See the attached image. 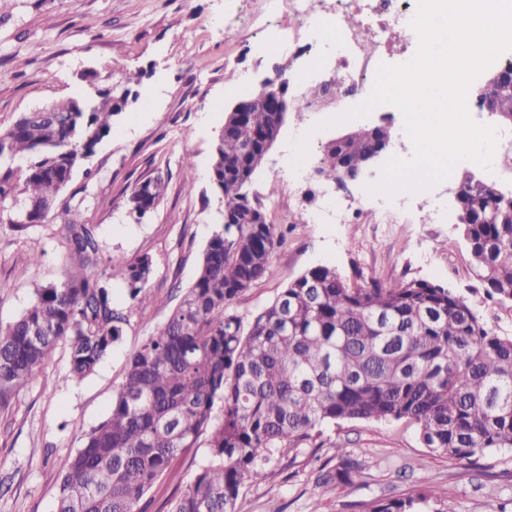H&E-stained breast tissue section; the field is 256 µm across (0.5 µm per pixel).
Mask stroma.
Returning a JSON list of instances; mask_svg holds the SVG:
<instances>
[{"mask_svg": "<svg viewBox=\"0 0 512 512\" xmlns=\"http://www.w3.org/2000/svg\"><path fill=\"white\" fill-rule=\"evenodd\" d=\"M225 0H0V128L20 113L96 85L122 86L128 70L143 71L136 102L64 190L83 219L95 224L106 277L112 254L149 255L153 272L148 303L132 305L120 283L112 285L117 308L130 324L119 344L81 380L69 376L70 351L59 344L39 371L0 405V512H56L61 475L86 434L109 414L131 354L165 322L193 284L203 250L219 229L221 203L211 181L213 150L224 112L240 94L232 78L251 86L263 79L289 81L297 61L287 50L264 52L249 31L224 30ZM336 110L288 112L280 138L255 172L250 194L269 223L285 235L268 275L238 297L231 312L252 319L288 283L319 265L335 266L345 278L390 284L422 279L468 296L499 334L512 336V304L488 300L474 275L455 209L439 223L424 221L425 196L406 193L394 224L369 218L379 181L373 168L347 187L311 192L307 178L284 174L290 142L309 134L304 167L317 164L325 142L348 131ZM193 161V184L185 186L180 162ZM167 183L155 211L135 220L126 206L140 181ZM337 202L343 224H316L313 213ZM304 223H295L296 215ZM66 259L59 222L26 229L0 223V324L21 315L37 285L59 281ZM322 448L274 450L270 476L245 482L235 512H361L363 503L416 492L428 480L454 512H512V452L488 453L469 463L425 448L415 426L404 421H352L326 430ZM347 448L362 462L353 484L323 494L315 485L320 466ZM206 445L185 449L149 491L150 512H168L169 501L206 464Z\"/></svg>", "mask_w": 512, "mask_h": 512, "instance_id": "obj_1", "label": "stroma"}]
</instances>
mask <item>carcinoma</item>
Here are the masks:
<instances>
[{
	"instance_id": "obj_1",
	"label": "carcinoma",
	"mask_w": 512,
	"mask_h": 512,
	"mask_svg": "<svg viewBox=\"0 0 512 512\" xmlns=\"http://www.w3.org/2000/svg\"><path fill=\"white\" fill-rule=\"evenodd\" d=\"M142 77L131 73L121 89L53 102L49 112H24L0 130V223H13L9 202L31 223L62 218L69 261L62 281L36 288L30 306L0 325V404L59 341L69 345L75 379L92 374L121 342L130 319L114 308L110 280L126 283L134 303L149 299L152 259L114 254L106 279L93 276L101 255L96 225L60 203ZM269 124L268 112L235 117L214 148L224 210L238 220L253 211L242 187L263 161L258 134ZM377 139H393L392 127L363 126L344 146L324 148L320 171L343 182ZM17 157L26 169H13ZM164 191L161 177L150 178L134 187L127 206L141 200L154 209ZM462 200L472 270L488 299L512 302V198L505 204L468 185ZM280 243L273 224H221L195 282L131 355L110 413L62 474L57 512H144L148 491L204 434L207 464L170 512H235L244 481L268 477L264 461L273 449L285 441L314 445L322 428L345 421H409L425 447L457 460L512 450V336L499 335L467 297L441 284H359L329 265L290 282L249 321L230 312L267 274ZM361 469L338 446L336 465L319 475L318 487L349 485ZM364 512L454 510L425 486L374 500Z\"/></svg>"
}]
</instances>
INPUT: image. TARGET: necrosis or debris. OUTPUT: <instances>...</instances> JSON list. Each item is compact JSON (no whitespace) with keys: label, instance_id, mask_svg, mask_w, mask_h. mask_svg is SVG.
I'll return each instance as SVG.
<instances>
[{"label":"necrosis or debris","instance_id":"1","mask_svg":"<svg viewBox=\"0 0 512 512\" xmlns=\"http://www.w3.org/2000/svg\"><path fill=\"white\" fill-rule=\"evenodd\" d=\"M268 15L244 18L245 27L259 35L264 48L288 49L303 58L293 73L298 85L320 82L328 62L341 74L337 107L369 95L379 64L399 63L394 31L410 37V20L418 0H266Z\"/></svg>","mask_w":512,"mask_h":512}]
</instances>
